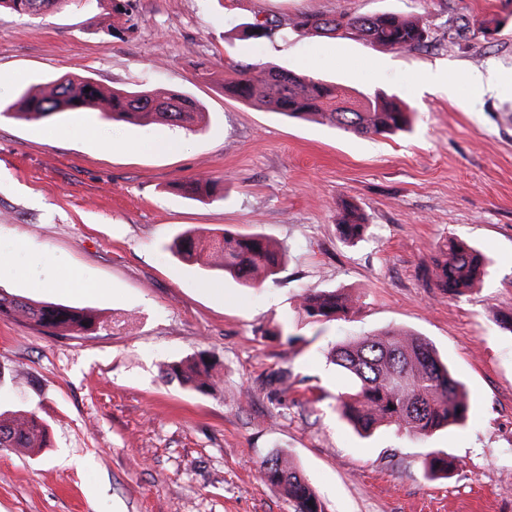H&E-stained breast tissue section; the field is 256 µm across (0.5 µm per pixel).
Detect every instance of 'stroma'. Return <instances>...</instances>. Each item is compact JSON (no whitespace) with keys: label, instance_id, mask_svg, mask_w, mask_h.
<instances>
[{"label":"stroma","instance_id":"35a3bbf8","mask_svg":"<svg viewBox=\"0 0 512 512\" xmlns=\"http://www.w3.org/2000/svg\"><path fill=\"white\" fill-rule=\"evenodd\" d=\"M130 14L80 7L0 14V100L69 73L105 89L179 91L207 114L198 132L97 109L0 117V288L89 311L94 330L55 335L0 320V412L32 411L51 445L0 448V512H294L259 466L288 455L325 512H512V0H132ZM300 13L419 20L426 46L373 47L348 34L244 40L245 24ZM497 20L498 33L477 34ZM471 36L456 35L459 25ZM273 63L383 91L410 131L361 137L287 120L224 93L228 62ZM495 71L498 89L480 91ZM443 85H430L428 74ZM177 138L175 149L157 141ZM206 174L223 198L180 185ZM370 224L356 244L342 201ZM188 229L262 233L288 251L246 288L168 248ZM481 250L479 288L427 285L439 243ZM68 288H61V281ZM343 288L360 307L309 323L297 297ZM429 339L471 400L464 426L424 440L360 436L336 412L349 378L337 343L384 330ZM207 394L161 374L197 353ZM454 464L429 477L430 449ZM336 225L343 241L347 243H355L364 238L370 224L358 207L345 202L342 211L336 216Z\"/></svg>","mask_w":512,"mask_h":512}]
</instances>
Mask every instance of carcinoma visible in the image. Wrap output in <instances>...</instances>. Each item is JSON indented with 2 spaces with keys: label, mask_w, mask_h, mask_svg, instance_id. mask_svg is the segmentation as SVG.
I'll list each match as a JSON object with an SVG mask.
<instances>
[{
  "label": "carcinoma",
  "mask_w": 512,
  "mask_h": 512,
  "mask_svg": "<svg viewBox=\"0 0 512 512\" xmlns=\"http://www.w3.org/2000/svg\"><path fill=\"white\" fill-rule=\"evenodd\" d=\"M80 5L78 0H0V11L18 14L60 10ZM290 33L298 36L338 37L355 34L373 46L409 51L426 43L427 29L418 22L391 14L352 17L302 13L286 19L247 25L249 39L273 40ZM51 88H26L9 104L0 103V116L48 118L64 112H81L104 104L103 116L130 123L141 115L169 126L200 123L204 113L188 95L153 90L104 92L89 78L61 74ZM90 91H85V88ZM224 92L239 100L262 106L293 119H316L359 136L395 134L409 127L407 112L379 94L350 102L341 99L338 88L318 78L296 73L275 64L231 63L224 69ZM219 183L210 176L192 182L191 195L210 199ZM343 241L364 238L369 224L358 207L344 203L336 216ZM169 249L186 262H198L209 250L205 265L231 276L244 287H255L276 276L285 261L284 252L260 233L240 234L226 230L208 239L193 230L178 234ZM486 257L457 239L439 247L431 276L443 294L460 295L474 288L485 275ZM357 298L343 289L307 290L298 305L300 316L313 322L333 321L355 312ZM0 319H22L36 327L64 335L91 329L94 317L82 309L53 302H31L0 289ZM330 363L350 378V388L337 396L340 415L357 430L368 434L385 427L409 437L429 438L436 432L463 423L470 401L461 383L439 358L433 345L414 333L385 330L336 345ZM162 374L200 393L217 384L209 358L203 354L161 369ZM49 445L48 427L33 412L6 416L0 413V447L38 451ZM425 471L432 477L448 475V456L431 450L425 454ZM261 478L282 489L295 512H325L309 480L279 452L260 466Z\"/></svg>",
  "instance_id": "carcinoma-1"
}]
</instances>
